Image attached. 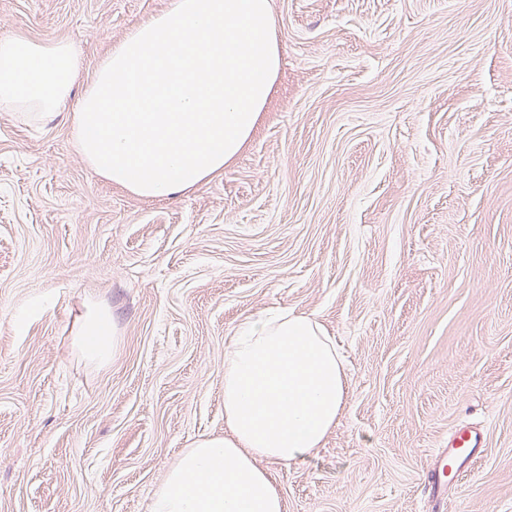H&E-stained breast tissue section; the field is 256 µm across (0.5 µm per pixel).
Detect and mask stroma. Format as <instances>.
I'll use <instances>...</instances> for the list:
<instances>
[{"label":"stroma","mask_w":512,"mask_h":512,"mask_svg":"<svg viewBox=\"0 0 512 512\" xmlns=\"http://www.w3.org/2000/svg\"><path fill=\"white\" fill-rule=\"evenodd\" d=\"M168 0H0V35L71 42L79 100ZM282 66L248 147L167 200L100 177L73 115L0 112V512H147L224 432V347L316 318L347 401L321 448L262 461L285 512H443L461 424L486 452L444 512H512V0H271ZM104 312L115 346L78 336ZM79 347L82 353L92 361L105 362L110 358L113 343L111 345L106 316L89 313L79 336ZM483 434L468 425H459L448 439V448H438L434 455L435 467L431 471L434 491L443 494L448 491L447 477L459 479L465 471L484 453Z\"/></svg>","instance_id":"stroma-1"}]
</instances>
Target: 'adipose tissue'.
Segmentation results:
<instances>
[{
	"label": "adipose tissue",
	"instance_id": "1",
	"mask_svg": "<svg viewBox=\"0 0 512 512\" xmlns=\"http://www.w3.org/2000/svg\"><path fill=\"white\" fill-rule=\"evenodd\" d=\"M280 67L270 0H170L109 51L75 104L72 43L0 36V112L73 109L77 143L98 175L167 199L240 156ZM79 347L92 361L110 358L106 316L89 313ZM346 389L342 360L315 319L245 316L225 347V433L175 461L147 512H284L262 461L288 463L320 448Z\"/></svg>",
	"mask_w": 512,
	"mask_h": 512
}]
</instances>
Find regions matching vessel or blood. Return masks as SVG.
Instances as JSON below:
<instances>
[{"label": "vessel or blood", "mask_w": 512, "mask_h": 512, "mask_svg": "<svg viewBox=\"0 0 512 512\" xmlns=\"http://www.w3.org/2000/svg\"><path fill=\"white\" fill-rule=\"evenodd\" d=\"M484 453L482 433L468 425L455 428L448 439L447 447L438 449L434 455L435 467L431 472V483L436 493L448 489L449 478H460Z\"/></svg>", "instance_id": "b4317fda"}]
</instances>
